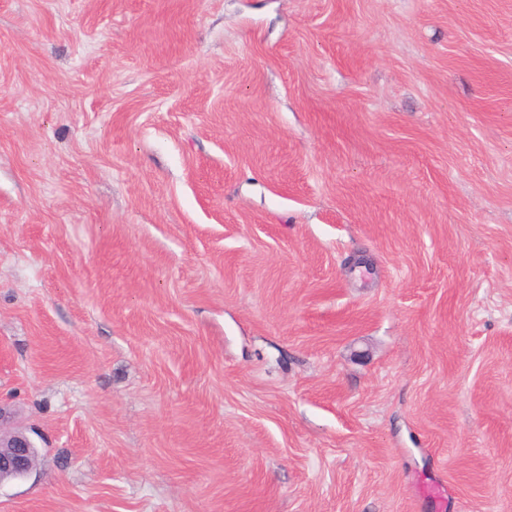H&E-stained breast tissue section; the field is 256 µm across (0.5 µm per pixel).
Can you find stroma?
I'll return each instance as SVG.
<instances>
[{
    "label": "stroma",
    "mask_w": 512,
    "mask_h": 512,
    "mask_svg": "<svg viewBox=\"0 0 512 512\" xmlns=\"http://www.w3.org/2000/svg\"><path fill=\"white\" fill-rule=\"evenodd\" d=\"M0 512H512V0H0ZM12 410L0 402V484L27 477L36 467L38 451L19 429H8Z\"/></svg>",
    "instance_id": "stroma-1"
}]
</instances>
